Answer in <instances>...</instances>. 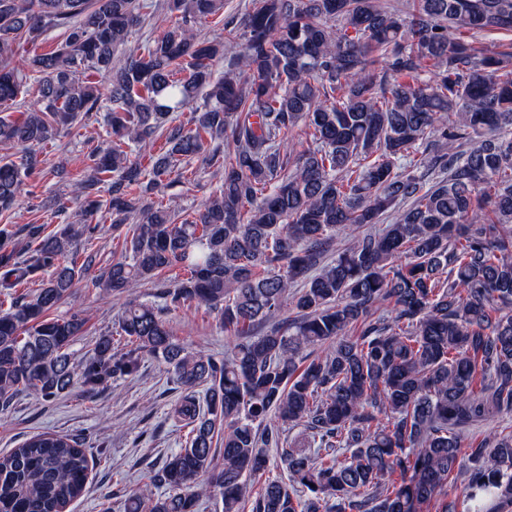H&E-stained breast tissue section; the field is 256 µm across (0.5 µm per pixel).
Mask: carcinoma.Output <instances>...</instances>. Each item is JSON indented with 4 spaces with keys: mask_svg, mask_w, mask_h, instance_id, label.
<instances>
[{
    "mask_svg": "<svg viewBox=\"0 0 512 512\" xmlns=\"http://www.w3.org/2000/svg\"><path fill=\"white\" fill-rule=\"evenodd\" d=\"M223 16L224 0H0L1 104L25 84L14 45L65 31L30 60L34 109L0 116V145L18 149L0 157V212L104 97L112 139L70 198L123 238L94 286L160 284L118 317L131 349L108 333L76 364L87 320L50 313L95 228H1L0 410L22 391L105 389L149 355L182 388L187 433L126 512H198L207 495L221 512H457L462 473L464 512H512V426L462 437L512 413V45L478 39L512 34V0H250L224 41L197 36ZM147 18L162 34L117 55ZM202 89L188 125H169ZM199 156L222 170L199 209L151 201ZM184 307L217 312L231 353L189 349L166 318ZM290 426L304 427L291 443ZM88 475L74 438L34 434L0 456V512H62ZM512 424V413H499L493 414L479 425L472 427L467 433L466 437L468 442L471 438L481 439L485 434L501 429L502 427L510 426Z\"/></svg>",
    "mask_w": 512,
    "mask_h": 512,
    "instance_id": "obj_1",
    "label": "carcinoma"
}]
</instances>
